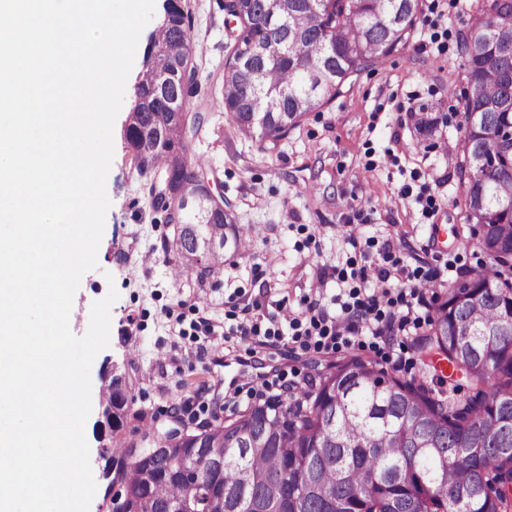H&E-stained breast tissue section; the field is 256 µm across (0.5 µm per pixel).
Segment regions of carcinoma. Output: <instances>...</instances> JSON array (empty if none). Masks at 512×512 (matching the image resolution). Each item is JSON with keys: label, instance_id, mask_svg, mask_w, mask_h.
<instances>
[{"label": "carcinoma", "instance_id": "cac0c4a2", "mask_svg": "<svg viewBox=\"0 0 512 512\" xmlns=\"http://www.w3.org/2000/svg\"><path fill=\"white\" fill-rule=\"evenodd\" d=\"M234 47L224 61V111L245 135L276 143L343 94L352 78L405 49L422 0H223ZM183 0H167L165 21L146 51L149 77L133 87L134 117L123 129L129 160L160 168L169 181L215 179L174 137L139 152L149 129L180 112L192 95L184 60ZM466 89L457 113L463 137L454 154L465 223L489 263L444 285L412 350L421 376L402 378L352 356L317 372L310 390L251 405L201 432H162L144 422L136 438L118 434L128 397L112 389L107 442L110 483L126 512L181 504L207 512L209 491L224 512H512V0H477L460 39ZM164 78L166 90L155 84ZM200 231L221 246L196 261L185 236L166 250L177 277L214 272L227 246L249 230L229 212ZM448 364L434 391L429 374ZM469 382L461 398L455 373Z\"/></svg>", "mask_w": 512, "mask_h": 512}]
</instances>
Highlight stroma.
<instances>
[{"instance_id":"stroma-1","label":"stroma","mask_w":512,"mask_h":512,"mask_svg":"<svg viewBox=\"0 0 512 512\" xmlns=\"http://www.w3.org/2000/svg\"><path fill=\"white\" fill-rule=\"evenodd\" d=\"M474 0H424L408 47L362 72L353 87L308 113L278 144L261 145L237 131L220 109L224 61L230 52L221 0H190V42L197 63V101L207 120L193 140L224 186L236 223L250 226L241 250L225 249L224 264L206 282L172 280L164 261L173 230L147 201V176L131 173L123 138L127 111L113 130L114 158L96 269L73 300L75 335H85L91 306L116 286L110 345L91 369L92 412L86 438L99 468L97 424L101 388L112 369L128 387V428L138 414L165 422L172 405L186 419L244 410L250 389L278 378L309 386L316 369L349 355L294 348L265 349L225 337L231 303L254 305L267 321L279 301L298 308L324 287L343 293L340 271L384 265L386 255L408 270H440L441 282L478 271L486 261L465 224L455 158L456 108L465 87L458 39ZM432 105L431 124L408 122L406 107ZM153 262L140 264L142 254Z\"/></svg>"}]
</instances>
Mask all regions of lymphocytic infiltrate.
<instances>
[{
	"label": "lymphocytic infiltrate",
	"instance_id": "f902f5d3",
	"mask_svg": "<svg viewBox=\"0 0 512 512\" xmlns=\"http://www.w3.org/2000/svg\"><path fill=\"white\" fill-rule=\"evenodd\" d=\"M398 262L378 269L377 287H367L365 271H356L360 287L349 289L340 309L330 312L317 302H310L301 312L291 311L287 303H279L268 328H261L249 308L231 307L228 315L234 324L233 336L264 338L280 336L282 328H289V340L298 347L308 349H336L341 346L364 345L365 341L390 344L397 334H409L427 317L430 303L420 283L406 288L390 287L391 279L404 275Z\"/></svg>",
	"mask_w": 512,
	"mask_h": 512
}]
</instances>
